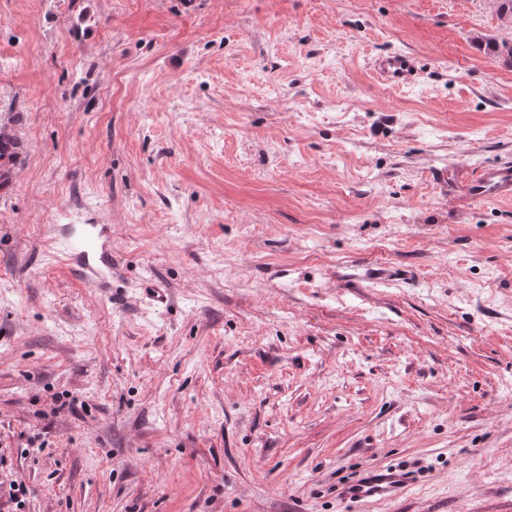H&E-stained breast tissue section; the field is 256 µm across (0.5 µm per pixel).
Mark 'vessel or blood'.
<instances>
[{
    "label": "vessel or blood",
    "mask_w": 512,
    "mask_h": 512,
    "mask_svg": "<svg viewBox=\"0 0 512 512\" xmlns=\"http://www.w3.org/2000/svg\"><path fill=\"white\" fill-rule=\"evenodd\" d=\"M374 72L381 82L408 86L418 68L413 55L392 51L377 57ZM467 193L477 202L512 201V165L481 166L468 182ZM103 235L104 227L100 224H59L52 238L58 254L72 261L76 274L97 289L112 285V255L102 240ZM409 483L408 474L399 467L367 469L347 487L345 494L358 501L388 500L397 497Z\"/></svg>",
    "instance_id": "b4317fda"
}]
</instances>
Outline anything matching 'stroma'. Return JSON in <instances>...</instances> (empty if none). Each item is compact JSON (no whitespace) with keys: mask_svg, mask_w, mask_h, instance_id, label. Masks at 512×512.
Returning a JSON list of instances; mask_svg holds the SVG:
<instances>
[{"mask_svg":"<svg viewBox=\"0 0 512 512\" xmlns=\"http://www.w3.org/2000/svg\"><path fill=\"white\" fill-rule=\"evenodd\" d=\"M502 40L496 0H0L25 512H512V202L430 179L512 162ZM56 224L106 225L111 291ZM391 463L399 497H339ZM374 72L381 82L394 86H408L415 79L418 68L413 55L404 51H391L377 57Z\"/></svg>","mask_w":512,"mask_h":512,"instance_id":"1","label":"stroma"}]
</instances>
